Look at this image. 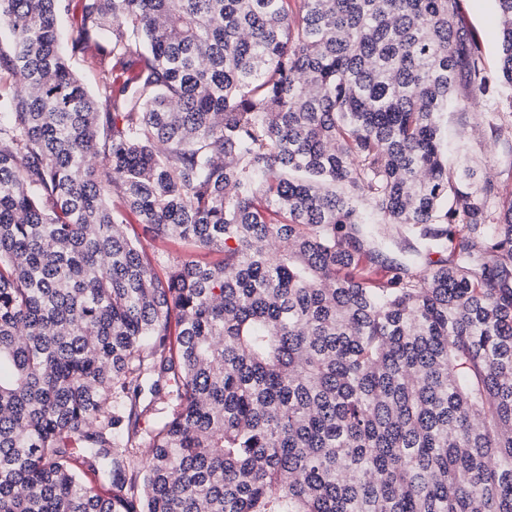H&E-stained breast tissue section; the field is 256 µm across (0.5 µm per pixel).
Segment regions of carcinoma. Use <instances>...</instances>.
<instances>
[{"label": "carcinoma", "mask_w": 512, "mask_h": 512, "mask_svg": "<svg viewBox=\"0 0 512 512\" xmlns=\"http://www.w3.org/2000/svg\"><path fill=\"white\" fill-rule=\"evenodd\" d=\"M496 2L497 79L460 0H0V512H512V202L440 124ZM461 20L475 33L490 72L498 73L500 25L494 0H461ZM133 228L136 235H138L139 242L144 253L149 257L157 255L158 252H163L164 254L175 259L177 258L178 260L187 258L196 260L212 259V256H205L203 253L196 251L179 240L170 239L167 241H161L145 224H133Z\"/></svg>", "instance_id": "cac0c4a2"}]
</instances>
